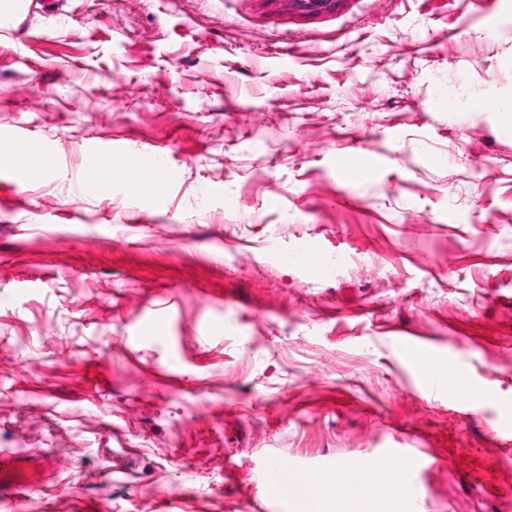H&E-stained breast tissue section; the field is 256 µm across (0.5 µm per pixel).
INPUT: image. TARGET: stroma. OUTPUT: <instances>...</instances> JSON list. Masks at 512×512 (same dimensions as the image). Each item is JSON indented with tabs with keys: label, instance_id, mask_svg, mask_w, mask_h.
I'll list each match as a JSON object with an SVG mask.
<instances>
[{
	"label": "stroma",
	"instance_id": "35a3bbf8",
	"mask_svg": "<svg viewBox=\"0 0 512 512\" xmlns=\"http://www.w3.org/2000/svg\"><path fill=\"white\" fill-rule=\"evenodd\" d=\"M491 8L58 0L0 25V148L49 167L0 161V448L57 462L0 512H288L269 462L367 455L426 459L415 512H512V13ZM111 141L161 190L88 189ZM302 245L325 267L286 263ZM398 331L482 398L430 392ZM7 155L12 160L16 157H22L26 161L28 168L22 159H18L13 163L14 169L18 171L24 178L28 176V169L30 174L29 178L31 180L42 179L47 172V166L44 157L38 150L30 146H13L9 149Z\"/></svg>",
	"mask_w": 512,
	"mask_h": 512
}]
</instances>
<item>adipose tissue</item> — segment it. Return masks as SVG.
Here are the masks:
<instances>
[{
	"label": "adipose tissue",
	"instance_id": "ef3b65f1",
	"mask_svg": "<svg viewBox=\"0 0 512 512\" xmlns=\"http://www.w3.org/2000/svg\"><path fill=\"white\" fill-rule=\"evenodd\" d=\"M369 465V459L361 458L323 474H310L312 489L308 497L288 498L292 512H323L327 506L335 512H407L411 498L402 465L387 466L377 472L376 478L384 487L382 494L371 498L358 494L355 484L361 470Z\"/></svg>",
	"mask_w": 512,
	"mask_h": 512
}]
</instances>
